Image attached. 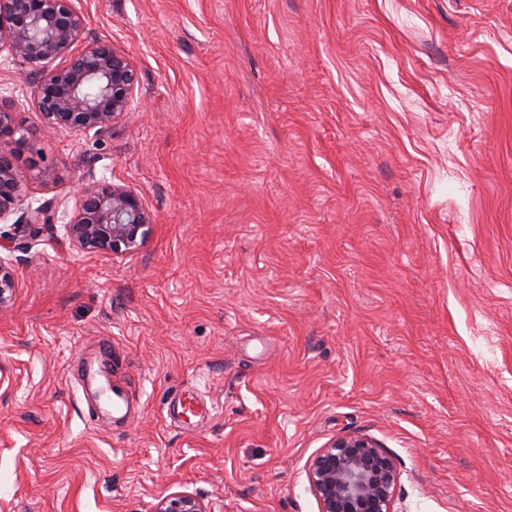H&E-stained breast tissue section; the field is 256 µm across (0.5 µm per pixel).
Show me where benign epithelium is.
Instances as JSON below:
<instances>
[{"instance_id": "benign-epithelium-1", "label": "benign epithelium", "mask_w": 512, "mask_h": 512, "mask_svg": "<svg viewBox=\"0 0 512 512\" xmlns=\"http://www.w3.org/2000/svg\"><path fill=\"white\" fill-rule=\"evenodd\" d=\"M84 29L75 0H0V52L29 71L33 81L25 99L47 132L103 136L137 104L136 70L128 54L111 41L82 42ZM17 107L14 96L0 95V221L18 210L27 189L18 158L29 139L17 135ZM60 220L74 250L114 258L139 251L155 227L140 192L90 173L61 218L46 203H27L13 232L0 233V250L20 239H56ZM16 290L14 272L0 258V309ZM307 478L319 512H398L400 473L391 455L368 437L330 441L309 461ZM154 512L214 510L197 494L174 492L161 498Z\"/></svg>"}]
</instances>
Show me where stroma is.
<instances>
[{
    "label": "stroma",
    "mask_w": 512,
    "mask_h": 512,
    "mask_svg": "<svg viewBox=\"0 0 512 512\" xmlns=\"http://www.w3.org/2000/svg\"><path fill=\"white\" fill-rule=\"evenodd\" d=\"M138 72L28 196L138 189V252H8L0 512H319L363 435L398 512H512V0H77ZM201 394L196 415L179 398ZM154 512H213L209 503L197 494L174 492L162 497Z\"/></svg>",
    "instance_id": "35a3bbf8"
}]
</instances>
